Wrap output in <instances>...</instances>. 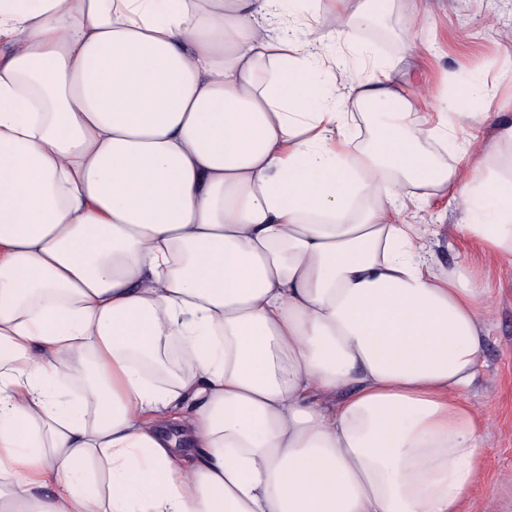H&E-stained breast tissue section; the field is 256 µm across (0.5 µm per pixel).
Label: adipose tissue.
<instances>
[{
  "label": "adipose tissue",
  "mask_w": 512,
  "mask_h": 512,
  "mask_svg": "<svg viewBox=\"0 0 512 512\" xmlns=\"http://www.w3.org/2000/svg\"><path fill=\"white\" fill-rule=\"evenodd\" d=\"M390 2L0 0V512H460L491 290L403 214L512 266V123L328 50Z\"/></svg>",
  "instance_id": "1"
}]
</instances>
